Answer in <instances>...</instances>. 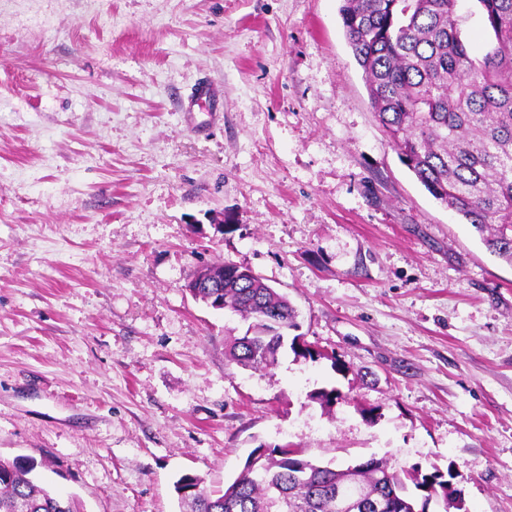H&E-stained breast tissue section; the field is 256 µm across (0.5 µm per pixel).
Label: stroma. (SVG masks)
Instances as JSON below:
<instances>
[{"label": "stroma", "instance_id": "35a3bbf8", "mask_svg": "<svg viewBox=\"0 0 512 512\" xmlns=\"http://www.w3.org/2000/svg\"><path fill=\"white\" fill-rule=\"evenodd\" d=\"M341 4L0 0V456L84 512H184L182 474L285 445L512 512V266L389 144ZM202 77L219 119L180 108ZM227 261L346 372L230 361L247 321L186 289Z\"/></svg>", "mask_w": 512, "mask_h": 512}]
</instances>
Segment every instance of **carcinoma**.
<instances>
[{"instance_id": "obj_1", "label": "carcinoma", "mask_w": 512, "mask_h": 512, "mask_svg": "<svg viewBox=\"0 0 512 512\" xmlns=\"http://www.w3.org/2000/svg\"><path fill=\"white\" fill-rule=\"evenodd\" d=\"M471 2L491 37L482 54L463 35L460 0H343L340 15L389 144L512 265V0ZM217 298L253 319L228 346L236 363L272 367L286 346L297 357L325 358L317 347L282 341L284 330L299 327L296 310L260 276L243 285L224 269ZM33 470L0 458V512H80ZM447 484L436 467L397 469L372 457L351 470L277 447L264 468L243 469L222 490L184 474L175 491L191 512H424L434 500L448 502Z\"/></svg>"}]
</instances>
